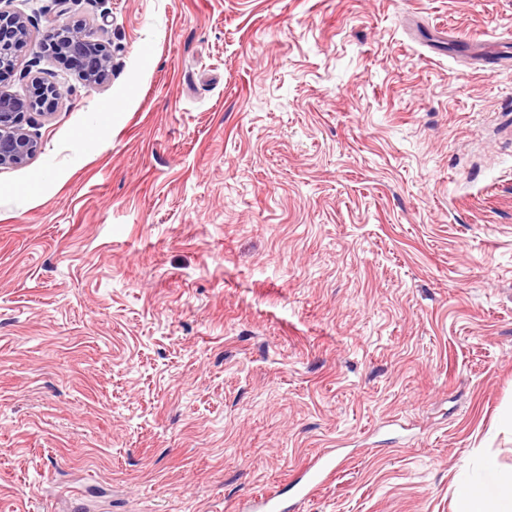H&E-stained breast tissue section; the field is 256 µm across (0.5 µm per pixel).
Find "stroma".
<instances>
[{"label":"stroma","mask_w":512,"mask_h":512,"mask_svg":"<svg viewBox=\"0 0 512 512\" xmlns=\"http://www.w3.org/2000/svg\"><path fill=\"white\" fill-rule=\"evenodd\" d=\"M0 9V89L68 90L0 167V512H238L326 450L299 512L512 472V0H70L91 86L52 0ZM69 2L54 0L55 10L48 20L53 37L41 44V48L65 57L89 85L96 84L107 75L112 52L105 44L89 41L78 27L69 24L66 18ZM29 43L26 21L18 15L0 10V72L10 70ZM336 461L331 457L317 459L306 471V478L297 488V496L301 501L314 497L318 486L335 470Z\"/></svg>","instance_id":"1"}]
</instances>
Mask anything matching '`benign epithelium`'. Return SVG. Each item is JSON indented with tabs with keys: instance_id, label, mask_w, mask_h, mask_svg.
I'll list each match as a JSON object with an SVG mask.
<instances>
[{
	"instance_id": "obj_1",
	"label": "benign epithelium",
	"mask_w": 512,
	"mask_h": 512,
	"mask_svg": "<svg viewBox=\"0 0 512 512\" xmlns=\"http://www.w3.org/2000/svg\"><path fill=\"white\" fill-rule=\"evenodd\" d=\"M70 0H54L55 10L49 18L53 37L41 48L69 60L92 85L105 78L112 60L110 48L88 40L82 31L66 18ZM29 33L26 21L0 10V72L11 69L19 53L27 47ZM65 95V90L34 80L29 94L22 97L0 90V166H21L38 150L36 136L27 128V115L52 107Z\"/></svg>"
}]
</instances>
